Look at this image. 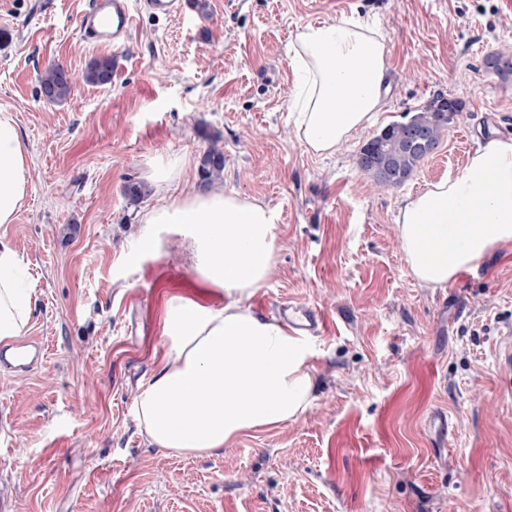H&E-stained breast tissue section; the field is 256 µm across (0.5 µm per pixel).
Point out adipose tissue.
Wrapping results in <instances>:
<instances>
[{
    "mask_svg": "<svg viewBox=\"0 0 512 512\" xmlns=\"http://www.w3.org/2000/svg\"><path fill=\"white\" fill-rule=\"evenodd\" d=\"M289 53L302 77L297 137L309 152L336 153L382 110L384 38L363 20L344 17L301 27ZM28 163L14 117L1 112L0 343L24 334L36 295L8 237L27 195ZM179 165L172 158L151 165L147 184L163 202L140 216L145 241L155 246L160 227L175 225L194 273L224 301L166 300L160 324L168 348L139 389L135 419L150 445L198 456L221 451L244 433L298 420L312 401L314 377L299 331L251 304L275 270L277 211L217 185L169 197ZM396 226L405 261L424 288L447 286L511 244L512 139L476 151L463 174L407 195Z\"/></svg>",
    "mask_w": 512,
    "mask_h": 512,
    "instance_id": "obj_1",
    "label": "adipose tissue"
}]
</instances>
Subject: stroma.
<instances>
[{
  "mask_svg": "<svg viewBox=\"0 0 512 512\" xmlns=\"http://www.w3.org/2000/svg\"><path fill=\"white\" fill-rule=\"evenodd\" d=\"M89 0H0V113L30 154V192L8 234L36 281L27 335L47 357L28 377L0 368V512H512V244L443 288L421 287L399 249L402 199L464 172L471 151L512 136V0H182L136 9L119 47L85 42ZM358 16L385 39L381 112L331 156L295 133L288 47L309 23ZM112 56V80L81 75ZM76 76L47 102L39 77ZM437 95L462 111L397 188L357 156ZM225 191L280 215L276 268L252 299L323 311L309 337L313 400L297 421L249 432L224 452L148 444L134 408L167 348L158 312L203 294L179 236L139 239L157 157H185L170 193L201 185L209 147Z\"/></svg>",
  "mask_w": 512,
  "mask_h": 512,
  "instance_id": "stroma-1",
  "label": "stroma"
}]
</instances>
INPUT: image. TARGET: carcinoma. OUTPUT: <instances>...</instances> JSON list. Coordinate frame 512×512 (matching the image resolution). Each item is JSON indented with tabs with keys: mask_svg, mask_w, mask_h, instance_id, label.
<instances>
[{
	"mask_svg": "<svg viewBox=\"0 0 512 512\" xmlns=\"http://www.w3.org/2000/svg\"><path fill=\"white\" fill-rule=\"evenodd\" d=\"M114 59L108 55L99 56L90 63L84 79L96 85H106L112 79ZM75 78L61 67L47 69L40 77V86L44 98L49 101H63L73 90ZM459 112H448V102L444 96L432 98L427 105L414 112L405 122L392 123L373 135L369 142L382 145L384 156L392 167L391 181L377 182L383 187H399L408 181L418 164L424 158L423 153L408 150L401 144L412 128H421L429 132L435 141H440L443 131L455 122ZM224 171V152L210 147L204 153L200 176L206 184L222 175Z\"/></svg>",
	"mask_w": 512,
	"mask_h": 512,
	"instance_id": "carcinoma-1",
	"label": "carcinoma"
}]
</instances>
